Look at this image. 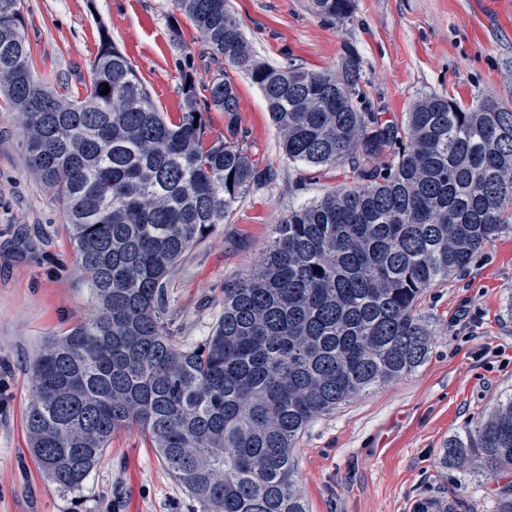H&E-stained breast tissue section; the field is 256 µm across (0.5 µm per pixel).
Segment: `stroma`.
Masks as SVG:
<instances>
[{
  "mask_svg": "<svg viewBox=\"0 0 512 512\" xmlns=\"http://www.w3.org/2000/svg\"><path fill=\"white\" fill-rule=\"evenodd\" d=\"M258 61L338 69L361 61L362 86L383 123L418 100L512 103V0H353L350 20L315 15L310 0H229ZM36 76L83 94L78 77L108 35L131 60L157 106L177 115L176 61L216 75L199 33L174 0H24ZM180 38H173L172 23ZM240 101L242 145L270 179L252 186L179 266L170 304L178 340L193 346L224 311V286L257 264L289 208L351 183V165L316 169L288 159L266 102L245 71L225 65ZM91 287L67 234L62 198L30 174L18 116L0 101V512H195L197 505L138 427L112 438L83 489L58 490L29 449L31 365L44 344L94 311ZM418 312L434 343L415 372L317 417L295 449L310 512H496L503 482L446 468L449 436L512 393V232L484 247Z\"/></svg>",
  "mask_w": 512,
  "mask_h": 512,
  "instance_id": "35a3bbf8",
  "label": "stroma"
}]
</instances>
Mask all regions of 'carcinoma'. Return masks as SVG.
Listing matches in <instances>:
<instances>
[{"label": "carcinoma", "mask_w": 512, "mask_h": 512, "mask_svg": "<svg viewBox=\"0 0 512 512\" xmlns=\"http://www.w3.org/2000/svg\"><path fill=\"white\" fill-rule=\"evenodd\" d=\"M22 2L0 0V93L20 115L31 173L66 201L97 302L33 363L30 451L59 490L76 493L112 436L136 425L200 512H309L292 460L300 434L419 368L432 347L416 312L423 292L512 231V108L430 95L387 125L356 55L337 71L262 64L228 0H176L212 59L260 88L289 159L356 172L288 210L262 262L224 285L211 336L187 347L170 328L178 266L266 181L239 144L235 85L197 83L184 56L190 83L171 120L104 34L83 96L71 99L34 75ZM352 6L311 0L338 22ZM213 107L228 122L208 144ZM443 463L476 477L512 471V395L450 436Z\"/></svg>", "instance_id": "obj_1"}]
</instances>
